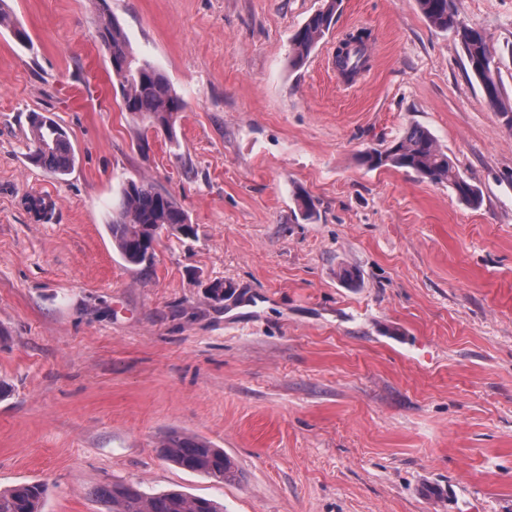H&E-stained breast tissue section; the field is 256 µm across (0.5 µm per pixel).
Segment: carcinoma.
Instances as JSON below:
<instances>
[{
    "label": "carcinoma",
    "mask_w": 512,
    "mask_h": 512,
    "mask_svg": "<svg viewBox=\"0 0 512 512\" xmlns=\"http://www.w3.org/2000/svg\"><path fill=\"white\" fill-rule=\"evenodd\" d=\"M429 23L439 29L453 28L461 38L466 58L480 80L487 103L499 109L512 127V104L503 100L500 83L491 82L495 73L484 36L468 28L451 12L448 0H417ZM337 0H325L291 40L290 65L299 68L329 33L336 14ZM0 27L12 31L17 41L26 43L29 36L16 23L6 0H0ZM101 45L108 53L112 71L117 74L122 109L149 127L176 138V114L185 108L167 75L141 60L124 30L113 16L102 10L97 22ZM346 53L337 58L338 68L347 76L359 73L367 64L365 39L345 36ZM32 159L54 175H65L74 162L66 131L53 119L40 113L30 118ZM362 161L371 168L383 166L411 170L434 182H446L456 196L472 208L482 205L480 189L462 176L452 160L437 145L430 132L420 126L410 127L400 140L383 150H368ZM174 229L182 235H194L185 211L168 192L145 179H130L121 189V199L112 214L109 231L120 256L130 265L140 266L154 258V243L164 230ZM159 453L176 466L219 482L236 479L232 460L224 450L194 435L172 430L164 435ZM96 498L108 505L107 512H223L214 501L171 489L145 495L119 483L95 490ZM44 489L38 484H19L0 490V512H42Z\"/></svg>",
    "instance_id": "carcinoma-1"
}]
</instances>
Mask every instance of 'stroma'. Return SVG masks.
Returning a JSON list of instances; mask_svg holds the SVG:
<instances>
[{
	"label": "stroma",
	"mask_w": 512,
	"mask_h": 512,
	"mask_svg": "<svg viewBox=\"0 0 512 512\" xmlns=\"http://www.w3.org/2000/svg\"><path fill=\"white\" fill-rule=\"evenodd\" d=\"M7 2L31 43L0 29V490L44 485L43 512H106L112 482L224 512H512V128L456 32L416 0H341L295 69L324 0H107L185 104L172 142L122 112L96 0ZM449 3L512 101V0ZM358 28L348 88L332 56ZM34 112L66 130L68 175L30 160ZM413 125L479 208L362 163ZM132 178L195 230L147 267L108 231ZM172 429L235 481L160 456ZM324 2V6L307 19L291 40L289 59L293 68H299L305 64L312 51L331 29L337 0Z\"/></svg>",
	"instance_id": "obj_1"
}]
</instances>
